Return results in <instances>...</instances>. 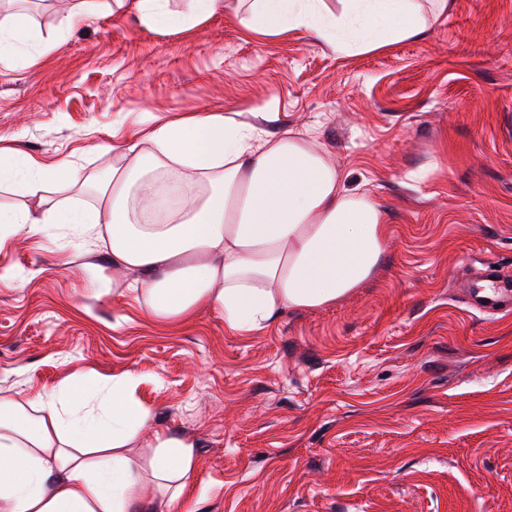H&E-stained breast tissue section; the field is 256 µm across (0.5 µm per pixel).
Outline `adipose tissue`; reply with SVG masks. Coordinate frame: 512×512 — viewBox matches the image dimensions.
<instances>
[{"label":"adipose tissue","instance_id":"obj_1","mask_svg":"<svg viewBox=\"0 0 512 512\" xmlns=\"http://www.w3.org/2000/svg\"><path fill=\"white\" fill-rule=\"evenodd\" d=\"M251 0L247 29L279 35L306 29L337 52H366L423 34L419 0ZM234 0H81L84 16L107 5L148 28L185 31ZM25 14L0 0V64H29L53 51ZM103 178L80 177L68 160L45 167L0 148V186H20L33 207L0 209V246L18 226L68 225L75 236L105 228L110 269L89 270L99 294L126 281L156 320L180 322L199 308L236 332L287 309L335 304L371 276L386 238V216L363 187L348 188L309 139L264 131L233 114L205 112L142 120L112 143ZM95 194L89 209L64 206L59 184ZM137 378L90 372L21 400L0 394V512H155L179 497L193 470L192 440L155 434L149 483L129 450L151 410L133 395Z\"/></svg>","mask_w":512,"mask_h":512}]
</instances>
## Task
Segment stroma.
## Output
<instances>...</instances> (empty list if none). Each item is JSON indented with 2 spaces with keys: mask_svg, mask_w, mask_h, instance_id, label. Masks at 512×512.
<instances>
[{
  "mask_svg": "<svg viewBox=\"0 0 512 512\" xmlns=\"http://www.w3.org/2000/svg\"><path fill=\"white\" fill-rule=\"evenodd\" d=\"M421 5V36L349 54L230 13L164 34L105 9L29 68L0 65V147L96 174L139 113L229 108L312 131L388 221L361 288L247 334L97 295L99 235L20 230L0 248V388L138 374L153 419L132 456L148 464L157 431L195 442L174 512H512V312L483 314L463 287L486 259L512 276V0H453L439 19Z\"/></svg>",
  "mask_w": 512,
  "mask_h": 512,
  "instance_id": "35a3bbf8",
  "label": "stroma"
}]
</instances>
